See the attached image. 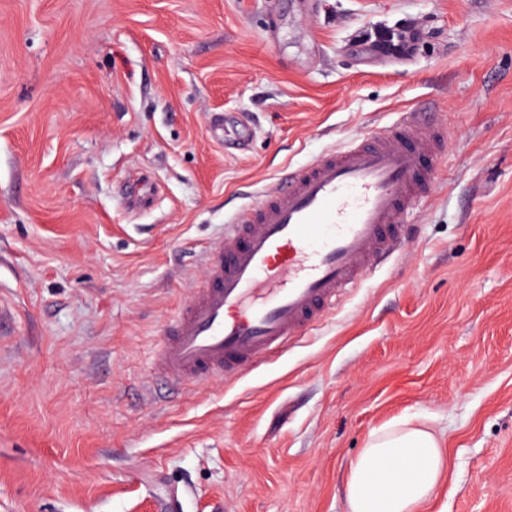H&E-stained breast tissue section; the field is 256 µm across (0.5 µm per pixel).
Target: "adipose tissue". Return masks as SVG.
Wrapping results in <instances>:
<instances>
[{
  "instance_id": "adipose-tissue-1",
  "label": "adipose tissue",
  "mask_w": 512,
  "mask_h": 512,
  "mask_svg": "<svg viewBox=\"0 0 512 512\" xmlns=\"http://www.w3.org/2000/svg\"><path fill=\"white\" fill-rule=\"evenodd\" d=\"M445 470V457L427 424L407 420L373 431L348 466L349 512H416L431 499Z\"/></svg>"
}]
</instances>
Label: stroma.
<instances>
[{"mask_svg":"<svg viewBox=\"0 0 512 512\" xmlns=\"http://www.w3.org/2000/svg\"><path fill=\"white\" fill-rule=\"evenodd\" d=\"M402 112L448 128L408 241L169 390L154 349L227 224ZM0 307V512H348L402 418L446 453L421 512H512V0H0Z\"/></svg>","mask_w":512,"mask_h":512,"instance_id":"35a3bbf8","label":"stroma"}]
</instances>
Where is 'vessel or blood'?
<instances>
[{"label": "vessel or blood", "mask_w": 512, "mask_h": 512, "mask_svg": "<svg viewBox=\"0 0 512 512\" xmlns=\"http://www.w3.org/2000/svg\"><path fill=\"white\" fill-rule=\"evenodd\" d=\"M446 137L410 114L288 171L209 250L203 284L164 326L155 371L180 388L233 377L318 326L393 257Z\"/></svg>", "instance_id": "vessel-or-blood-1"}]
</instances>
